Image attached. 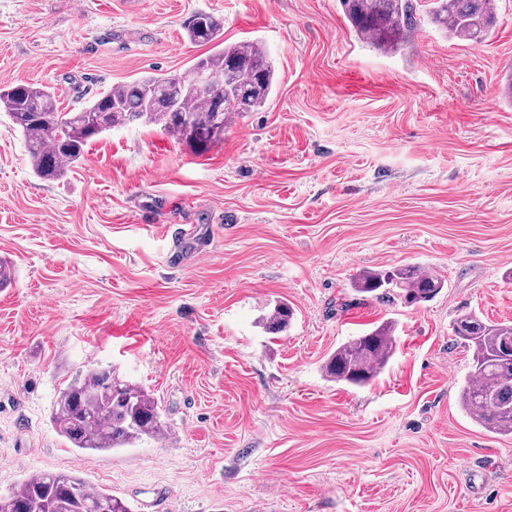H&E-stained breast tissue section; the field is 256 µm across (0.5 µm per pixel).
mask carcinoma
Returning <instances> with one entry per match:
<instances>
[{
  "instance_id": "1",
  "label": "carcinoma",
  "mask_w": 512,
  "mask_h": 512,
  "mask_svg": "<svg viewBox=\"0 0 512 512\" xmlns=\"http://www.w3.org/2000/svg\"><path fill=\"white\" fill-rule=\"evenodd\" d=\"M354 33L375 48L391 52L407 42L418 25L416 0H340ZM496 0H433L429 17L450 39L480 43L492 33ZM187 39L210 47L194 63L224 74L222 112L212 104L218 91L204 90L190 76H147L119 85L95 101L59 111L55 93L46 86H0V109L22 132L31 168L45 180L62 178L89 143L117 126L140 121L160 128L203 154L224 136L229 113L255 112L270 99L275 70L266 49L254 42L224 43V22L202 12L188 19ZM445 280L417 265L365 270L354 280L358 293L391 296L406 307L432 300ZM293 311L280 302L259 319L265 332L288 329ZM395 324L383 322L336 349L325 374L333 381L364 386L375 380L396 349ZM459 344L471 353V371L460 393L461 408L492 434L512 433V322L493 323L474 311L453 324ZM54 424L58 433L84 452L122 448L137 440L159 438L165 425L154 395L112 370L89 369L58 392ZM130 512L125 503L95 490L74 474H37L0 494V512Z\"/></svg>"
}]
</instances>
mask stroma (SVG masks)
<instances>
[{"instance_id": "35a3bbf8", "label": "stroma", "mask_w": 512, "mask_h": 512, "mask_svg": "<svg viewBox=\"0 0 512 512\" xmlns=\"http://www.w3.org/2000/svg\"><path fill=\"white\" fill-rule=\"evenodd\" d=\"M418 4L386 53L340 0H0V85L48 86L64 112L188 75L196 12L262 43L277 80L204 154L134 122L55 181L0 111V493L72 472L132 512H512V435L462 410L452 330L470 310L512 321V0L477 44ZM413 263L446 280L423 305L352 287ZM278 300L294 318L273 340L256 320ZM386 320L382 374L330 381L336 348ZM86 368L150 390L166 439L73 448L51 412Z\"/></svg>"}]
</instances>
